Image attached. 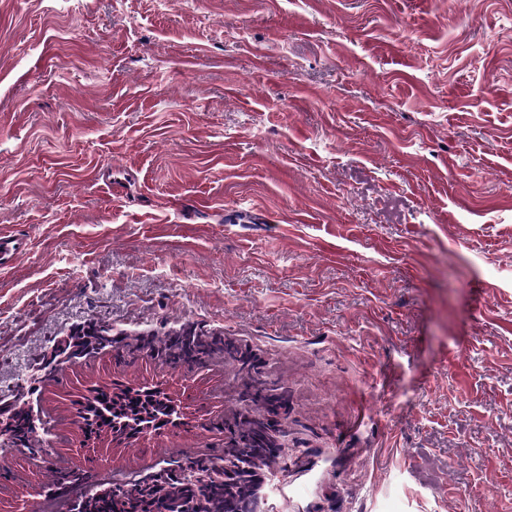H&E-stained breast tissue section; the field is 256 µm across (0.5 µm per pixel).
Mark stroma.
I'll use <instances>...</instances> for the list:
<instances>
[{
  "instance_id": "obj_1",
  "label": "stroma",
  "mask_w": 512,
  "mask_h": 512,
  "mask_svg": "<svg viewBox=\"0 0 512 512\" xmlns=\"http://www.w3.org/2000/svg\"><path fill=\"white\" fill-rule=\"evenodd\" d=\"M1 231L0 512L223 464L251 372L136 342L183 326L288 395L259 512H512V0H0ZM115 381L200 429L83 448ZM28 243L14 235H0V269L10 270L27 254Z\"/></svg>"
}]
</instances>
